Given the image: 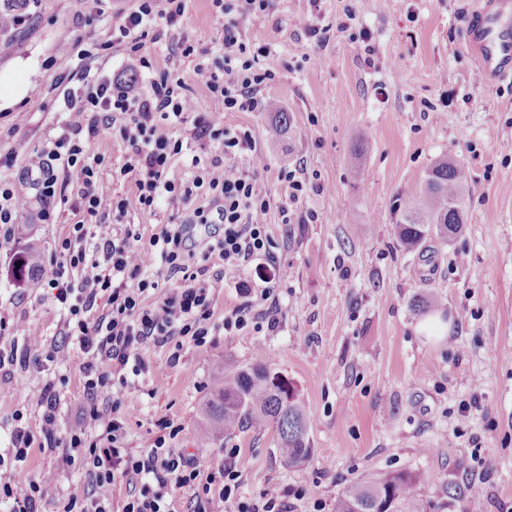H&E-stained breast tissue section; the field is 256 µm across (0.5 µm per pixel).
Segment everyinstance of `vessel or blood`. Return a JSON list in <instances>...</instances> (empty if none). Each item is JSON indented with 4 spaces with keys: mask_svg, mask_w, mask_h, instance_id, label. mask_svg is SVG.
<instances>
[{
    "mask_svg": "<svg viewBox=\"0 0 512 512\" xmlns=\"http://www.w3.org/2000/svg\"><path fill=\"white\" fill-rule=\"evenodd\" d=\"M461 40L486 82L512 80V0H475Z\"/></svg>",
    "mask_w": 512,
    "mask_h": 512,
    "instance_id": "vessel-or-blood-1",
    "label": "vessel or blood"
}]
</instances>
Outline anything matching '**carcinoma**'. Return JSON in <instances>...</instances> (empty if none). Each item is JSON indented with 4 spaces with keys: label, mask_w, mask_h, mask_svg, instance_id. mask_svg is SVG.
Returning a JSON list of instances; mask_svg holds the SVG:
<instances>
[{
    "label": "carcinoma",
    "mask_w": 512,
    "mask_h": 512,
    "mask_svg": "<svg viewBox=\"0 0 512 512\" xmlns=\"http://www.w3.org/2000/svg\"><path fill=\"white\" fill-rule=\"evenodd\" d=\"M270 134L288 132V113L272 105ZM468 176L457 160L443 157L428 171L422 195L408 198L395 225L401 247L414 251L433 239L440 244L454 241L464 224V191ZM41 245L31 241L14 255L10 274L20 283H33L43 274ZM440 306L435 295L422 294L412 300L416 315ZM285 379L272 372L266 354L259 353L247 368L217 362L210 375L209 396L200 411L198 441L210 445L216 437L231 433L244 422L257 427L271 426L276 433L282 460L290 466L306 463L312 454L311 420L297 394L287 391ZM428 478L413 472L387 473L348 484L336 499V512H427L428 503L419 494Z\"/></svg>",
    "instance_id": "obj_1"
}]
</instances>
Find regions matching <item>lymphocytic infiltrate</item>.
Returning a JSON list of instances; mask_svg holds the SVG:
<instances>
[{"label":"lymphocytic infiltrate","instance_id":"1","mask_svg":"<svg viewBox=\"0 0 512 512\" xmlns=\"http://www.w3.org/2000/svg\"><path fill=\"white\" fill-rule=\"evenodd\" d=\"M212 4L228 17L223 61L209 60L206 51L190 44L181 48L182 56L195 57L196 82L209 92L206 112L196 113L190 84L171 71H160L139 89L109 72L87 71L79 86L67 85L61 91L67 117L58 134L34 150L22 139L12 148L13 154L27 158L26 173L42 203L38 213L42 223L56 221L52 204L62 182L76 189V207L83 214L74 226V240L63 241L50 256L47 285L66 304L68 333L77 337L88 356L83 366L87 397H104L109 408H90L77 426L61 431L59 396L49 379L30 397L42 410L39 434L18 426L11 437L16 461L26 458L39 435L48 446L67 447L56 462L57 472L82 466L91 488L71 495L66 512H110L102 490L120 477L129 480L122 512H170V501L180 491L190 492L192 512H224L230 501L235 512H286V493L275 485L265 489L259 500L236 499L237 474L231 462L207 467L201 457L170 448L162 438L138 452L126 448L119 413L123 392L145 368L143 347L177 338L201 347L221 331L248 325L252 315L246 307L222 321L213 318L212 290L225 274L256 261L264 282L275 277L274 265L261 261L267 253V205L255 180L235 164L236 157L253 151V139L249 132L224 124L228 112L267 111L268 101L259 91L276 74L268 63L272 51L251 48L241 40L237 21L229 17L233 6L228 0H212ZM185 9L186 0H139L136 10L112 14V35L128 42L134 68H151L143 53L150 31L159 21L174 23ZM188 122L193 125V137L209 139L214 152L197 174L178 178L172 167L183 143L170 139L165 129ZM112 135L120 137L127 155L121 172L134 174L136 186L133 197L118 201L103 182L102 157L89 150L95 140ZM204 193L212 196V207L195 208L167 225L150 246L139 245L140 233L134 225L116 227L129 211H151L163 199L188 202ZM198 224L224 227L223 238L214 245L224 267L207 280L193 270L194 253L188 247L190 232ZM160 264L173 284L159 301L148 305L142 301L144 293L159 286L149 272ZM73 269L80 273L75 286L64 280ZM102 296L107 299L103 309L98 306ZM93 429L101 430L100 439H90ZM58 494L54 476L0 483V500L8 503L9 512H43Z\"/></svg>","mask_w":512,"mask_h":512}]
</instances>
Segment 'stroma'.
<instances>
[{
    "label": "stroma",
    "instance_id": "obj_1",
    "mask_svg": "<svg viewBox=\"0 0 512 512\" xmlns=\"http://www.w3.org/2000/svg\"><path fill=\"white\" fill-rule=\"evenodd\" d=\"M353 30H367L372 52L357 50L338 30L344 5ZM136 0H36L30 21L0 30V81L22 73L20 101L0 108V178L14 183L19 221L26 233L0 246V320L8 324L0 349L24 351L25 335L66 345L69 359L40 372L24 359L0 369V454L21 425L39 432L41 411L29 400L45 380L56 383L61 429L79 423L90 402L83 389L87 360L66 333L67 312L42 284H20L7 274L28 238L50 256L79 216L74 193L55 199L57 221L37 218L35 185L27 160L11 156L18 139L41 146L64 120L55 103V80L86 70L128 71V48L113 42L105 19L132 10ZM472 0H265L239 17L242 39L272 48L279 68L261 93L289 116L288 133L268 139L267 112H228L224 124L250 131L263 165L255 170L269 210L268 252L276 267L271 286L255 269L228 274L214 290V316L251 306L279 309L275 329L250 326L214 343L149 345L147 365L127 388L121 407L125 444L133 450L167 445L202 456L213 466L232 459L237 496L259 498L271 485L286 490L288 512H335L349 482L384 472H419L431 512H460L448 488L482 487L483 512H512V83L475 80L476 68L460 47ZM320 28L310 36L308 27ZM145 54L156 69L192 77V59L179 41L222 58L224 22L211 0H188L174 25L159 22ZM80 41L87 56L64 55L61 43ZM109 42L107 51L95 44ZM24 122H17V113ZM103 154V181L117 197L135 190L121 176L126 154L117 139L94 142ZM450 156L467 170L466 224L453 242L430 240L407 253L394 229L403 199L420 196L429 169ZM296 170L308 189L288 201L282 170ZM290 204L283 223L280 207ZM443 297L435 312L415 315L417 295ZM265 351L274 371L292 383L314 424L313 456L300 467L285 464L270 428H245L197 441L199 412L218 361L238 366ZM178 363H171L172 353ZM477 401L468 419L458 408ZM60 451L32 446L26 462L0 465V477L27 481L53 471Z\"/></svg>",
    "mask_w": 512,
    "mask_h": 512
}]
</instances>
